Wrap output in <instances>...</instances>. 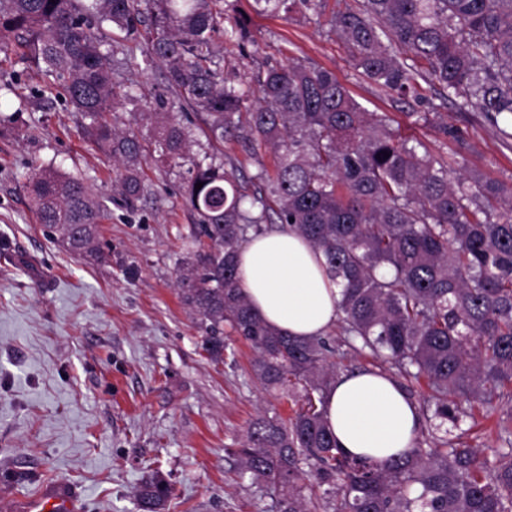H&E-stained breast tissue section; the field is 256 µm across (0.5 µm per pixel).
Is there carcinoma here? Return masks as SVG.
<instances>
[{"mask_svg": "<svg viewBox=\"0 0 512 512\" xmlns=\"http://www.w3.org/2000/svg\"><path fill=\"white\" fill-rule=\"evenodd\" d=\"M329 24L354 68L400 96H417L416 78L461 109L483 115L502 142L512 130V0H342ZM259 12L303 8L322 14L327 0H253ZM224 0H0V45L23 46L29 60L63 82L88 119L86 135L111 157L125 200L144 197L145 147L108 118L131 95L116 79L114 56L130 72L164 68L180 112H193L217 143L239 133L265 148L273 168L241 182L203 160L187 168L185 194L198 223L181 298L200 318L205 349L224 353V334L257 352L262 383L286 389L296 409L286 420L261 417L236 449L238 473L273 489L260 512H512V427L500 426L493 456L461 439L420 443L384 463L338 448L325 418L336 360L368 354L409 381L425 377L432 418L458 423L479 410L499 412L512 398V184L464 174L354 99L330 71L292 61L268 64L258 97L224 77V49L245 51L241 23L222 29ZM156 149L185 166L189 131L155 97ZM389 157H384V154ZM202 187L195 188L196 184ZM39 223L79 255L95 251L109 211L84 180L53 167L31 176ZM298 232L325 258L341 288L340 341L286 336L244 296L236 254L248 234L271 226ZM171 485L159 474L135 491L139 512H163Z\"/></svg>", "mask_w": 512, "mask_h": 512, "instance_id": "1", "label": "carcinoma"}]
</instances>
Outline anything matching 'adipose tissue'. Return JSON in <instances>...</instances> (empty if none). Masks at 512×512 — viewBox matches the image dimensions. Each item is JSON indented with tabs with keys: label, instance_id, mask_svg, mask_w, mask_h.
Masks as SVG:
<instances>
[{
	"label": "adipose tissue",
	"instance_id": "obj_1",
	"mask_svg": "<svg viewBox=\"0 0 512 512\" xmlns=\"http://www.w3.org/2000/svg\"><path fill=\"white\" fill-rule=\"evenodd\" d=\"M237 261L241 288L269 325L298 338L325 335L335 325L339 289L324 271L322 254L301 235L253 237ZM325 409L339 448L380 463L408 452L422 425L415 400L375 371L339 375Z\"/></svg>",
	"mask_w": 512,
	"mask_h": 512
}]
</instances>
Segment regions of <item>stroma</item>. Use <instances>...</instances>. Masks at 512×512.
<instances>
[{
  "label": "stroma",
  "mask_w": 512,
  "mask_h": 512,
  "mask_svg": "<svg viewBox=\"0 0 512 512\" xmlns=\"http://www.w3.org/2000/svg\"><path fill=\"white\" fill-rule=\"evenodd\" d=\"M242 18L254 42L226 56L224 75L244 90H256L267 63L314 64L433 155L512 183V147L480 113L459 110L425 81L418 102L376 85L353 67L326 16L271 17L251 0H227L225 26ZM120 78L134 97L117 101L110 119L153 140L142 115L164 86L163 68L145 65ZM45 84L21 47L0 48V244L11 247L0 259V512H20L22 499L53 480L75 485L82 512H137L135 489L155 472L173 488L164 512H259L266 501L240 477L233 451L253 420L288 416L292 401L256 377L247 342L227 339L218 361L203 348L176 286L195 222L186 172L147 153L150 192L125 205L111 157L86 136L81 113ZM446 123L465 131V145L440 133ZM215 161L247 179L272 164L268 151H245L235 139ZM49 164L107 200L97 258L73 255L38 223L28 181Z\"/></svg>",
  "instance_id": "1"
}]
</instances>
